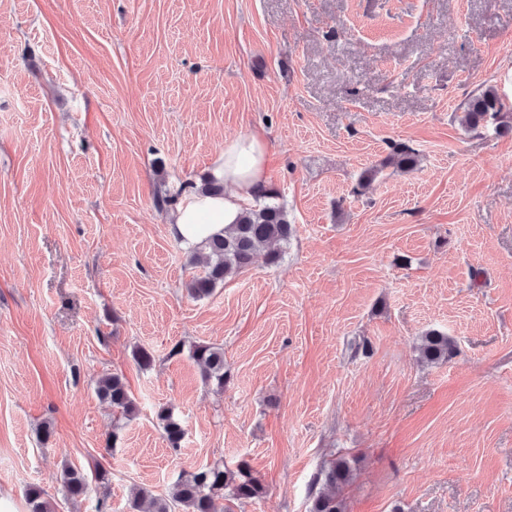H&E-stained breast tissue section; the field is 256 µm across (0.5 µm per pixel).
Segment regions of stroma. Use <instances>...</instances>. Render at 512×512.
I'll list each match as a JSON object with an SVG mask.
<instances>
[{
	"label": "stroma",
	"mask_w": 512,
	"mask_h": 512,
	"mask_svg": "<svg viewBox=\"0 0 512 512\" xmlns=\"http://www.w3.org/2000/svg\"><path fill=\"white\" fill-rule=\"evenodd\" d=\"M482 84L512 106V0H0V512L243 462L265 493L226 512H308L337 452L347 512H512V131L465 126ZM255 130L293 235L193 299L169 199ZM431 329L451 362H420ZM67 466L109 490L69 500ZM417 164L416 151L406 144H395L384 165L393 166L396 170L406 172L412 170ZM194 358L202 367L204 379L218 388L224 387V351L210 344L195 345L192 350ZM97 393L124 417L130 418L135 414L136 405L122 375L112 373L101 377L97 383ZM158 420L162 425L164 437L169 449L177 454L182 448L185 437V429L182 422L174 416L169 408H162L158 413Z\"/></svg>",
	"instance_id": "stroma-1"
}]
</instances>
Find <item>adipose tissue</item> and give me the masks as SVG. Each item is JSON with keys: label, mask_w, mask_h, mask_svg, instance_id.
I'll use <instances>...</instances> for the list:
<instances>
[{"label": "adipose tissue", "mask_w": 512, "mask_h": 512, "mask_svg": "<svg viewBox=\"0 0 512 512\" xmlns=\"http://www.w3.org/2000/svg\"><path fill=\"white\" fill-rule=\"evenodd\" d=\"M266 154L267 143L256 132L226 142L208 169L209 180L224 185V192L213 195L197 188L183 189L170 231L184 248L223 234L240 221L248 203L266 186Z\"/></svg>", "instance_id": "1"}]
</instances>
